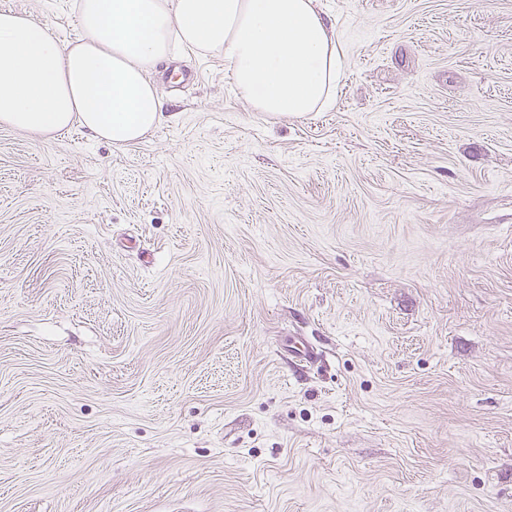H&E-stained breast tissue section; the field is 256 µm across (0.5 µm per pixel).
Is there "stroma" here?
I'll list each match as a JSON object with an SVG mask.
<instances>
[{
	"mask_svg": "<svg viewBox=\"0 0 512 512\" xmlns=\"http://www.w3.org/2000/svg\"><path fill=\"white\" fill-rule=\"evenodd\" d=\"M317 5L329 111L0 127V512H512V0Z\"/></svg>",
	"mask_w": 512,
	"mask_h": 512,
	"instance_id": "stroma-1",
	"label": "stroma"
}]
</instances>
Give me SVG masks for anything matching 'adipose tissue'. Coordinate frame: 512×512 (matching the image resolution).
Returning <instances> with one entry per match:
<instances>
[{"instance_id": "adipose-tissue-1", "label": "adipose tissue", "mask_w": 512, "mask_h": 512, "mask_svg": "<svg viewBox=\"0 0 512 512\" xmlns=\"http://www.w3.org/2000/svg\"><path fill=\"white\" fill-rule=\"evenodd\" d=\"M83 36L61 43L0 12V125L48 136L79 126L115 146L165 119L151 72L173 46L219 54L237 95L270 118L329 110L344 53L315 0H79Z\"/></svg>"}]
</instances>
